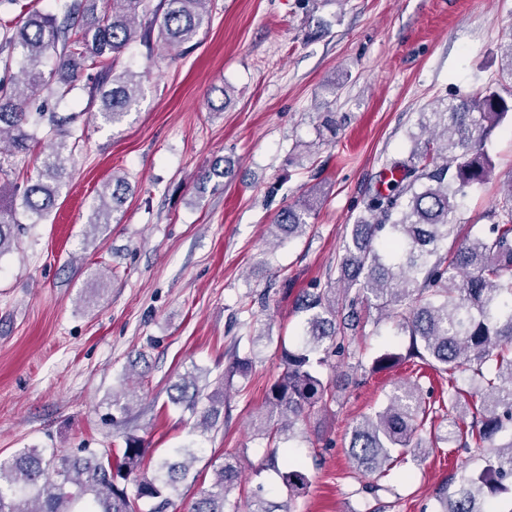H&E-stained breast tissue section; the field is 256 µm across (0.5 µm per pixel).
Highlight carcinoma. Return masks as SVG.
Wrapping results in <instances>:
<instances>
[{
	"mask_svg": "<svg viewBox=\"0 0 512 512\" xmlns=\"http://www.w3.org/2000/svg\"><path fill=\"white\" fill-rule=\"evenodd\" d=\"M211 0H163L162 12L152 13L143 28L139 14H148L147 0H66L62 17L31 14L18 28L0 23V68L12 71L14 53L27 64L22 79L0 81V199L5 193L20 200L29 223L39 224L56 205L64 185L66 150L74 137L72 125L80 114L61 117L53 108H32L37 93L60 103L75 89L81 70L96 71L94 93L101 99L99 116L120 122L137 104L139 76L116 72L117 57L135 42L148 47L158 34L169 48L191 42L210 19ZM55 66L42 70L47 55ZM421 135L412 137L404 160H392L386 170L399 177L382 183L369 197L367 216L352 225L351 242L340 262L342 292L328 285L306 291L297 299L305 314L298 342L281 354L283 370L270 386L266 412L259 428L273 440L293 434L297 421L314 410H326L336 396L319 368L344 349L336 317L360 321L358 307L379 301L376 310L393 323L395 335L409 337L406 350L387 349L372 360V371L390 370L414 359L448 375V407L459 404L463 381L480 388V420L467 431L448 430L447 441L483 452L485 466L474 475L467 470L440 488L438 512H496L493 499L512 490V178L507 191L489 214L487 230L446 249L463 223L461 200L491 170L485 145L492 130L508 117L507 101L491 80L472 96L451 102L443 112L430 113ZM44 145L42 167L34 183L12 179V158ZM127 182L112 177V204L93 209L90 224L110 223V210L124 200ZM14 206L0 209V255L17 240L20 222ZM305 204L283 208L273 227L288 235L307 226ZM175 405L202 424L219 416L224 403L223 382L199 406L196 378L187 373L176 385ZM420 408L414 391L396 388L388 403L351 429L349 457L365 473H383L405 454L418 435ZM144 448L137 437L125 438L117 463L95 452L69 457L49 448H24L0 457V512H166L172 496L186 482L196 460L189 445L169 449L151 476L140 474ZM240 471L238 453H227L212 464L210 485L200 490L191 512H225L227 493ZM289 495L310 484L308 474L290 468L283 475ZM247 512H291L290 503L272 502L254 494Z\"/></svg>",
	"mask_w": 512,
	"mask_h": 512,
	"instance_id": "obj_1",
	"label": "carcinoma"
}]
</instances>
